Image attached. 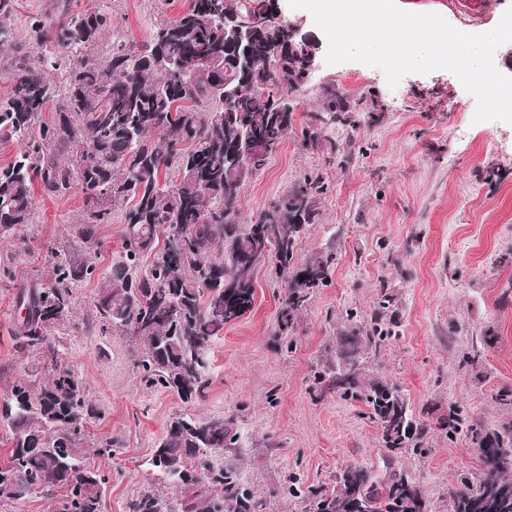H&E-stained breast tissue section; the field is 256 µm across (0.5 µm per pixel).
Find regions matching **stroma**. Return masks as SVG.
Wrapping results in <instances>:
<instances>
[{
    "mask_svg": "<svg viewBox=\"0 0 512 512\" xmlns=\"http://www.w3.org/2000/svg\"><path fill=\"white\" fill-rule=\"evenodd\" d=\"M191 0H76L83 11L107 5L112 29L96 45L105 58L113 40L141 45L159 22L175 19ZM401 8L436 12L478 31L496 24L512 0H477L475 12L457 0H397ZM53 0H17L13 41L0 53V101L13 87L17 58L34 55L31 16L51 13ZM355 105L354 122L324 129L311 150L300 143L308 113L321 111L328 91ZM294 105L293 130L241 193L239 221L251 223L306 173L328 184L320 220L301 233L296 261L330 251L336 256L327 286L316 290L281 336L284 288L270 264L258 266L250 311L226 324L210 347L202 399L182 402L140 381L129 337L102 334L92 321L97 283L78 285L77 309L66 328L64 358L89 384L102 410L87 424L92 438H108L112 456H86L108 473L102 512H128L150 487L179 501L149 463L169 419L180 413L234 420L242 446L225 454L261 504V512H304L290 487L332 491L348 466L369 469L377 482L404 476L427 497L432 512H448V493L480 470L471 438L450 434L455 416L481 431L512 423V124L474 122L476 101L450 72L405 76L389 87L383 73L357 62L318 61L299 90L281 86ZM35 222L24 250L0 244V395L15 380L36 378L35 358L16 352L11 334L16 293L42 279L47 248H80L73 227L85 212L81 189L62 197L33 189ZM382 309L393 336L361 350L363 382L386 380L407 399L430 432L422 452L396 454L359 401L323 387L336 365L337 341ZM491 341H484V334Z\"/></svg>",
    "mask_w": 512,
    "mask_h": 512,
    "instance_id": "1",
    "label": "stroma"
}]
</instances>
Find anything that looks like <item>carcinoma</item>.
<instances>
[{
	"mask_svg": "<svg viewBox=\"0 0 512 512\" xmlns=\"http://www.w3.org/2000/svg\"><path fill=\"white\" fill-rule=\"evenodd\" d=\"M55 9L58 18L30 22L38 64L15 61L13 94L0 103V139L20 145L0 167V239L34 223L32 188L39 180L58 196L81 187L86 212L75 236L83 244L95 243L98 225L115 217L124 224L123 242L101 271L80 254L52 247L49 277L17 293L24 315L12 339L17 351L40 363L43 376L37 383L15 381L0 398V423L12 433L9 458L0 464V500L63 489L57 512H102L109 476L82 456L91 450L110 455L112 443L89 448L85 425L100 408L84 378L63 361L62 335L76 310L77 285L97 278L95 324L103 334L135 339L144 385L189 403L207 386L209 365L198 360L207 359L225 324L253 307L257 266L270 261L284 283L279 325L287 334L311 293L329 282L336 256L326 252L294 265L301 231L318 222L317 200L327 190L318 173L305 174L253 223L236 222L246 179L265 167L293 126V113L280 111L273 91L263 88L303 86L301 57L288 47L275 0H191L147 43H114L102 62L91 49L111 28L112 15L73 12L64 2ZM238 11L258 19L250 48L224 21ZM278 55L288 61L276 68ZM49 69L65 73L61 97ZM53 98L58 122L49 127L38 119ZM348 114L347 101L330 93L323 111L308 116L304 144L314 146L321 128L346 124ZM146 255L151 264L141 274ZM390 335L382 312H374L369 324L341 338L342 365L325 381L371 409L388 448L417 453L426 427L399 390L387 381L358 389L362 341ZM460 430L481 448L482 470L449 492L451 512H512V427L481 433L459 417L451 431ZM239 441L231 418L173 417L149 463L171 483L203 484L209 493L175 505L147 489L129 512H257L236 469L215 460ZM303 498L305 512H429L414 483L400 477L378 489L372 474L356 466L336 476L331 492L309 490Z\"/></svg>",
	"mask_w": 512,
	"mask_h": 512,
	"instance_id": "cac0c4a2",
	"label": "carcinoma"
}]
</instances>
